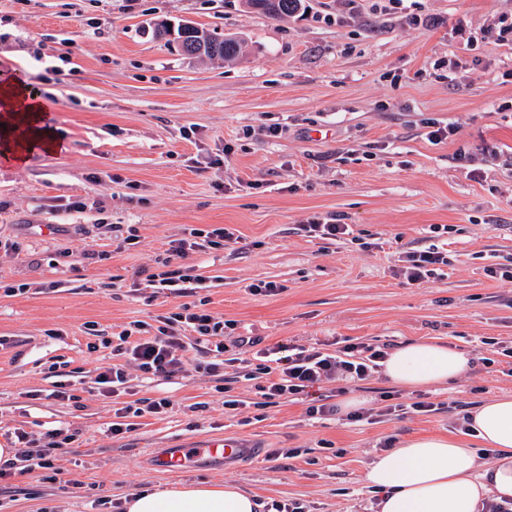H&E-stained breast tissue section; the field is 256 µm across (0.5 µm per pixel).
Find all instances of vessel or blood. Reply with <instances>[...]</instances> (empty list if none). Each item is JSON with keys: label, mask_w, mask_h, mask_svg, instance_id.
<instances>
[{"label": "vessel or blood", "mask_w": 512, "mask_h": 512, "mask_svg": "<svg viewBox=\"0 0 512 512\" xmlns=\"http://www.w3.org/2000/svg\"><path fill=\"white\" fill-rule=\"evenodd\" d=\"M254 447L237 437H207L171 448H152L148 457L155 469L180 473L202 465L220 471L251 457Z\"/></svg>", "instance_id": "vessel-or-blood-1"}]
</instances>
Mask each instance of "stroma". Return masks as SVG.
<instances>
[{
	"instance_id": "obj_1",
	"label": "stroma",
	"mask_w": 512,
	"mask_h": 512,
	"mask_svg": "<svg viewBox=\"0 0 512 512\" xmlns=\"http://www.w3.org/2000/svg\"><path fill=\"white\" fill-rule=\"evenodd\" d=\"M306 12L272 18L244 0H0V76L44 100L61 141L17 164L0 156V446L14 431L80 429L56 469L0 482V512H99L177 482L234 483L261 504L296 500L309 512H376L364 480L385 439L468 438L465 416L512 395V51L481 42L512 0H304ZM188 20L244 38L233 61L181 55L152 35L155 22ZM474 45H467V37ZM458 126L430 142L427 118ZM283 128L267 136V125ZM496 147L500 160L486 158ZM341 218L369 249L311 238L302 224ZM448 225L447 233L435 226ZM135 227L121 246L113 226ZM232 228L239 241L186 258L200 297L235 335L261 347L347 342L398 346L434 339L474 365L445 386L396 389L374 374L344 381L360 406L388 392L436 412L374 423L345 413L307 416L284 399L256 420L260 395L246 369L223 380L177 376L130 383L137 397H171L166 418L115 436L112 400L94 382L112 364L87 348L88 325L108 333L153 321L180 300L147 281L154 258L182 227ZM438 245L441 278L408 285L400 253ZM272 281L274 296L247 287ZM65 363L78 402L50 397L52 363ZM224 383L248 408L224 410ZM229 433L254 459L215 473L153 469L147 449ZM282 448L299 449L294 458ZM82 481V488L71 485Z\"/></svg>"
}]
</instances>
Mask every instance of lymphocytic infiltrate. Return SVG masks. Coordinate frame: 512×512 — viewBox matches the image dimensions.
<instances>
[{
	"label": "lymphocytic infiltrate",
	"instance_id": "obj_1",
	"mask_svg": "<svg viewBox=\"0 0 512 512\" xmlns=\"http://www.w3.org/2000/svg\"><path fill=\"white\" fill-rule=\"evenodd\" d=\"M236 240L234 232L223 226L207 229L184 228L181 237L170 240L167 249L156 260V270L148 280L159 290L184 297L185 302L176 310L158 316L159 326L154 335H147L146 322L136 320L116 333L115 337L100 339L102 347L120 356L118 364L102 369L96 377L101 391L111 396L126 392L127 366H135L141 380L154 382L177 374L215 376L227 363L228 349L238 354L254 352L257 358L255 371L264 375L265 385L260 388L265 405L277 404L283 398H304L308 401L306 414L322 418L337 414L338 404L328 396H312L315 386L336 380L363 381L377 373L386 358V347L372 346L363 342L350 343L329 353L318 347H289L287 355L274 358L269 350L257 348L255 340L235 338L232 345H225L224 336L230 322L218 319L199 303H188V296L200 289L203 280L194 275L192 267L182 265V258L206 250H221ZM448 256L438 246L405 252L396 274L409 284H422L439 278ZM202 344L206 360H190L187 356V338ZM173 402L167 397L139 398L123 403L114 409L109 427L112 434L129 433L137 428L136 421L145 416H161L169 413ZM18 447L14 458L0 460V480L36 469L53 468L55 460L80 438L79 430L69 427L49 430L40 437L26 432H16Z\"/></svg>",
	"mask_w": 512,
	"mask_h": 512
}]
</instances>
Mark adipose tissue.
Instances as JSON below:
<instances>
[{
  "label": "adipose tissue",
  "mask_w": 512,
  "mask_h": 512,
  "mask_svg": "<svg viewBox=\"0 0 512 512\" xmlns=\"http://www.w3.org/2000/svg\"><path fill=\"white\" fill-rule=\"evenodd\" d=\"M39 97L20 83L0 85V155L22 162L60 141L47 125ZM468 357L434 341H412L389 352L382 373L405 388L443 385L463 376ZM468 425L497 452L480 465L475 449L455 435L412 436L381 453L366 470L381 493L379 512H478L483 501H512V397L495 396L473 409ZM126 512H259L238 485L181 484L137 494Z\"/></svg>",
  "instance_id": "1"
}]
</instances>
